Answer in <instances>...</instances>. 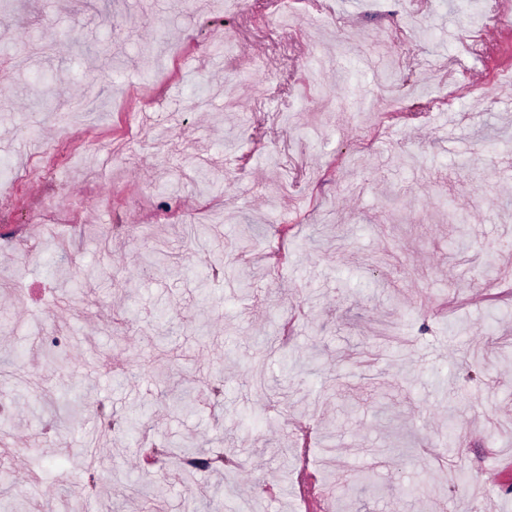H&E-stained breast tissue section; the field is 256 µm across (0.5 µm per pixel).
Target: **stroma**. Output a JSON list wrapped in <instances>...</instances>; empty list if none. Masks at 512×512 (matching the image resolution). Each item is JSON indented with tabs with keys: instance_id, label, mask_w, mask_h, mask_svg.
<instances>
[{
	"instance_id": "obj_1",
	"label": "stroma",
	"mask_w": 512,
	"mask_h": 512,
	"mask_svg": "<svg viewBox=\"0 0 512 512\" xmlns=\"http://www.w3.org/2000/svg\"><path fill=\"white\" fill-rule=\"evenodd\" d=\"M499 3L11 0L0 512H309L302 478L324 512H505L486 470L512 461ZM102 404L239 468L142 471Z\"/></svg>"
}]
</instances>
